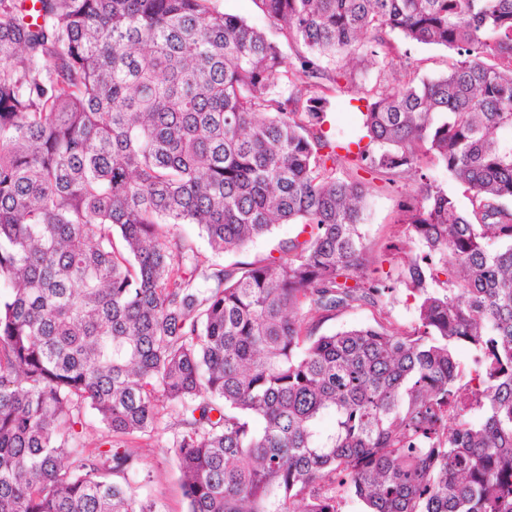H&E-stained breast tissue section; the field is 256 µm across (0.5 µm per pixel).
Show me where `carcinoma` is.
<instances>
[{
	"label": "carcinoma",
	"mask_w": 512,
	"mask_h": 512,
	"mask_svg": "<svg viewBox=\"0 0 512 512\" xmlns=\"http://www.w3.org/2000/svg\"><path fill=\"white\" fill-rule=\"evenodd\" d=\"M256 2L293 59L211 0H0V512H158L126 442L172 416L187 512H512V0ZM397 39L457 59L419 78ZM368 56L354 153L323 80ZM360 170L412 187L410 331L319 332L391 290ZM181 224L301 229L205 266ZM429 166L431 165L429 164ZM432 169V173L437 182L448 190V194H451L455 197L457 204L461 209H466L469 203V192L467 191L466 187L448 177V174L442 169L437 167H432Z\"/></svg>",
	"instance_id": "cac0c4a2"
}]
</instances>
